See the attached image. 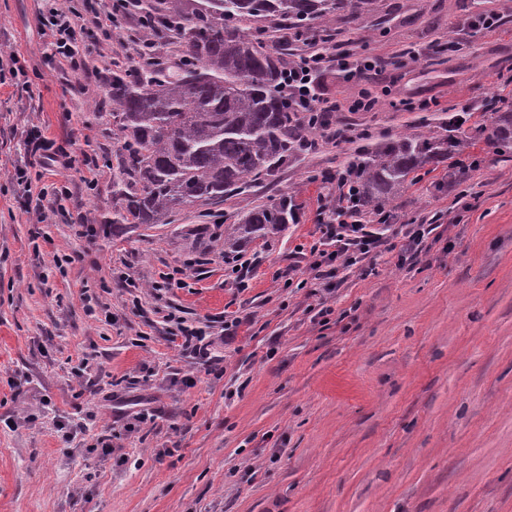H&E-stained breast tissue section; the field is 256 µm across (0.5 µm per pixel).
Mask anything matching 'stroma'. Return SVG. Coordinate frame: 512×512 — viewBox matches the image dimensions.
<instances>
[{
	"label": "stroma",
	"mask_w": 512,
	"mask_h": 512,
	"mask_svg": "<svg viewBox=\"0 0 512 512\" xmlns=\"http://www.w3.org/2000/svg\"><path fill=\"white\" fill-rule=\"evenodd\" d=\"M40 5L0 0V52L25 57L30 81L0 85V512H512V156L481 142L467 175L442 165L402 191L387 238L436 225L405 264L383 252L329 294L304 255L335 208L320 176L350 138L450 111L480 123L512 97V0H378L339 25L337 52L388 62L379 105L337 113L347 142L280 172L297 218L244 249L261 257L245 289L214 220L263 190L150 229L113 223L118 136L98 74L134 58L138 21L86 34L89 69L74 72L50 60ZM485 12L496 29L467 27ZM34 128L67 148L42 181L69 188L90 233L23 207L12 175L34 161ZM89 154L105 165L91 187ZM175 270L181 287L153 290ZM323 300L325 326L311 312ZM175 309L209 325L218 366L182 350Z\"/></svg>",
	"instance_id": "35a3bbf8"
}]
</instances>
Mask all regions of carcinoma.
I'll return each mask as SVG.
<instances>
[{
    "label": "carcinoma",
    "instance_id": "obj_1",
    "mask_svg": "<svg viewBox=\"0 0 512 512\" xmlns=\"http://www.w3.org/2000/svg\"><path fill=\"white\" fill-rule=\"evenodd\" d=\"M376 0H156L144 38L165 34L172 59L112 65L108 99L121 145L112 169V223L171 224L186 207H205L273 183L288 161L317 152L323 114L298 112L285 93L289 61L268 31L332 41L327 17L348 24ZM457 114L436 128L424 116L411 132L357 148L336 170L356 187L358 209L382 212L426 166L458 156L476 166L480 141L512 151V101L496 100L490 123L460 134ZM295 211L271 196L224 220V253L285 230Z\"/></svg>",
    "mask_w": 512,
    "mask_h": 512
}]
</instances>
